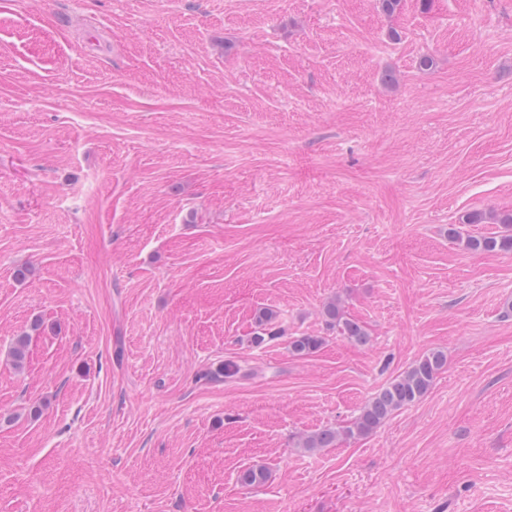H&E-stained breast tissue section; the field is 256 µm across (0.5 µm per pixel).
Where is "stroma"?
I'll return each mask as SVG.
<instances>
[{
  "instance_id": "1",
  "label": "stroma",
  "mask_w": 512,
  "mask_h": 512,
  "mask_svg": "<svg viewBox=\"0 0 512 512\" xmlns=\"http://www.w3.org/2000/svg\"><path fill=\"white\" fill-rule=\"evenodd\" d=\"M511 211L512 0H0V512H512ZM449 234L469 251L482 253H512V233L484 237L469 236L464 238L459 231L451 228L449 229ZM323 314L328 323L349 341L363 345L369 340L366 328L356 320L348 318L339 298H332L324 304ZM446 363L447 357L441 350L423 355L361 407L348 425L303 435L299 441L300 448H329L341 439L355 440L371 434L394 412L424 397Z\"/></svg>"
}]
</instances>
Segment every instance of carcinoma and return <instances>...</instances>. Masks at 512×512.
Returning a JSON list of instances; mask_svg holds the SVG:
<instances>
[{
	"label": "carcinoma",
	"mask_w": 512,
	"mask_h": 512,
	"mask_svg": "<svg viewBox=\"0 0 512 512\" xmlns=\"http://www.w3.org/2000/svg\"><path fill=\"white\" fill-rule=\"evenodd\" d=\"M449 234L469 251L512 253V233L464 237L451 228ZM323 314L328 323L349 341L359 345L368 342L366 328L346 316L340 299L334 297L327 301ZM321 344L322 339L317 336H299L291 341V350L297 355H305L318 349ZM446 363L447 357L441 350H433L423 355L361 407L358 415L349 424L303 435L299 441L300 447L308 450L329 448L341 439L355 440L371 434L394 412L424 397ZM266 478L267 470L263 467L246 469L239 476L240 483L246 486L260 484Z\"/></svg>",
	"instance_id": "obj_1"
}]
</instances>
